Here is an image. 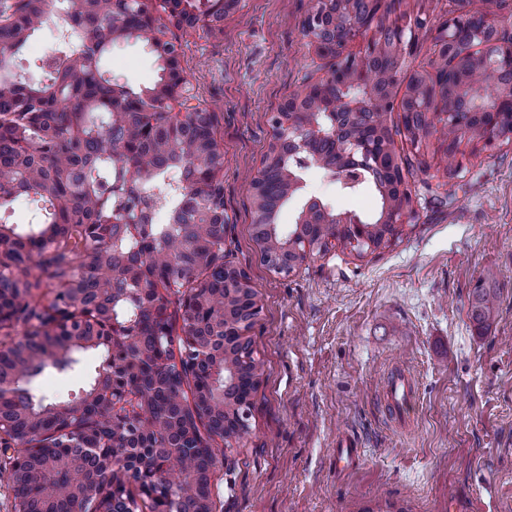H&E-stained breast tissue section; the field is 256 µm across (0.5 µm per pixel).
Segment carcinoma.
I'll return each mask as SVG.
<instances>
[{"mask_svg":"<svg viewBox=\"0 0 512 512\" xmlns=\"http://www.w3.org/2000/svg\"><path fill=\"white\" fill-rule=\"evenodd\" d=\"M213 0H0V216L14 214L13 202L24 196L34 204L33 218L26 224L0 222V312L5 318L0 329L24 327L23 336L0 353V416L10 420L19 440L27 437L50 439L70 426L52 413L54 403L29 394L26 379L41 375L44 357L54 350V366L67 371L71 357L86 351L71 344L73 331L52 334L48 326L67 295L54 293L47 304L38 302L43 278L57 287L74 288L81 297L79 315L91 325L95 313L112 298L109 288L127 287L119 263L112 260V233L124 213L139 211L143 227L136 250L127 260L147 264L144 284L148 302L132 310L136 329L124 345V358L135 359L141 350H158L163 365L143 363L137 371L120 370L116 382L141 394L143 415L125 421L116 440L119 448H132L129 466L123 473L93 462L96 487L117 486L134 512H165L171 495L205 496L208 464L218 460L217 449L205 448L197 455L168 459L167 476L148 487L141 480L136 461L160 453L180 440L196 443L208 435L240 439L248 425L234 406L255 392L259 361L253 351L243 353L241 336L243 298H254L248 286L232 284L224 251V152L216 114L198 107L186 108L173 118L170 106L171 81L175 65L182 62L183 49L166 39V29H154L144 22L151 12L178 29L202 26L203 37H219L224 12L213 8ZM407 14L394 19L384 16L378 26V40L387 50L370 59L375 75L374 89L387 91L404 71L405 61L391 51ZM67 36L58 40L52 54L43 61L46 78L26 76L20 56L28 42L48 23ZM120 40H136L150 49L159 61L158 75L150 87L135 89L112 79L103 66L104 57ZM457 61L442 54L430 61V70L410 75L409 84L423 85L433 93L459 75L472 78L468 56L456 53ZM500 76L483 85V92L499 98L512 90V69L502 65ZM334 83L311 88L301 98L300 111L319 110V101L336 97ZM456 113L443 118L437 112H408L403 126L390 127L387 114L363 112L340 121L336 138L314 145V152L327 164H338L343 140L351 137L374 146L381 155L373 172L361 170L347 175L343 189L355 192L365 186L378 196L387 189L397 194L391 168L400 159L394 136L401 133L415 150L433 134L448 140V160H453L463 140H474L488 118L468 111L464 97L454 100ZM254 181L264 185L260 212L254 213L253 236L262 256L282 251L278 238L264 235L262 226L288 204V175L285 168L269 163L258 170ZM168 213L164 224L149 222V203ZM301 233L317 251L332 243L346 249L350 241L336 236V225L312 211ZM395 234L387 224H374L372 245L379 248ZM489 272L472 291L471 316L488 324L497 312V289ZM202 289L206 305L182 315V331L202 330L222 340L224 359L236 367V382L224 401V409L198 414L197 404L188 401L184 386L193 399L224 389L213 378L210 366L196 365L192 377L183 375L174 363L175 324L168 313L164 294L177 295ZM95 433L113 437L112 415L93 412ZM74 474L63 476L50 500L33 492L28 481L10 475L17 484V496L29 501L30 512H90L93 499L79 501L71 491Z\"/></svg>","mask_w":512,"mask_h":512,"instance_id":"cac0c4a2","label":"carcinoma"}]
</instances>
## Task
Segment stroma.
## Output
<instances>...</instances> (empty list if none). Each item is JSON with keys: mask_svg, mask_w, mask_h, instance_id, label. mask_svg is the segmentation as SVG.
Returning a JSON list of instances; mask_svg holds the SVG:
<instances>
[{"mask_svg": "<svg viewBox=\"0 0 512 512\" xmlns=\"http://www.w3.org/2000/svg\"><path fill=\"white\" fill-rule=\"evenodd\" d=\"M311 0H239L220 39L190 36L182 67L200 105L217 104L224 139V260L244 270L260 313L248 332L261 362L250 431L213 438L227 459L211 478L212 512H512V140L465 142L452 164L440 140L414 150L411 202L400 232L364 255L331 247L275 272L252 236V186L284 99L326 74L301 22ZM106 66L128 86L150 85L154 55L113 46ZM302 196L277 222L291 230L305 198L372 216L373 190L351 193L327 172L305 174ZM494 273L497 317L471 318L472 290ZM96 352L72 371L31 384L49 401L73 398ZM403 365L415 384L405 421L384 402ZM359 455L336 462L343 442Z\"/></svg>", "mask_w": 512, "mask_h": 512, "instance_id": "35a3bbf8", "label": "stroma"}]
</instances>
